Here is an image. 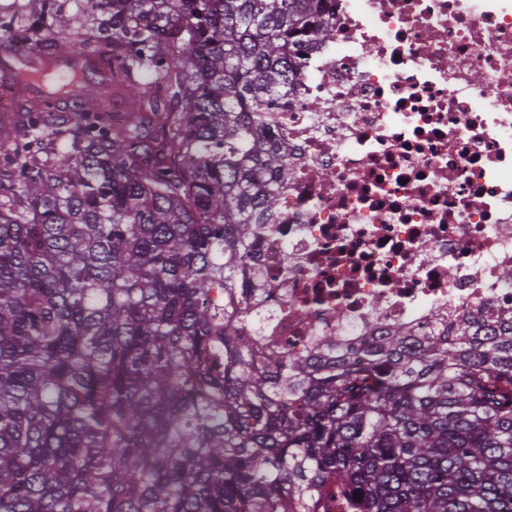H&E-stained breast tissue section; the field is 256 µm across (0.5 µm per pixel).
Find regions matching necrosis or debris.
<instances>
[{
	"label": "necrosis or debris",
	"mask_w": 512,
	"mask_h": 512,
	"mask_svg": "<svg viewBox=\"0 0 512 512\" xmlns=\"http://www.w3.org/2000/svg\"><path fill=\"white\" fill-rule=\"evenodd\" d=\"M269 124L287 160L262 236L275 315L304 352L512 310V0H324Z\"/></svg>",
	"instance_id": "obj_1"
}]
</instances>
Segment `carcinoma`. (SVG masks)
<instances>
[{
    "instance_id": "cac0c4a2",
    "label": "carcinoma",
    "mask_w": 512,
    "mask_h": 512,
    "mask_svg": "<svg viewBox=\"0 0 512 512\" xmlns=\"http://www.w3.org/2000/svg\"><path fill=\"white\" fill-rule=\"evenodd\" d=\"M79 2L100 52L32 0L39 93L0 112V512H512V312L367 336L363 366L258 346L264 102L333 37L319 0ZM47 19L99 81L24 63Z\"/></svg>"
}]
</instances>
